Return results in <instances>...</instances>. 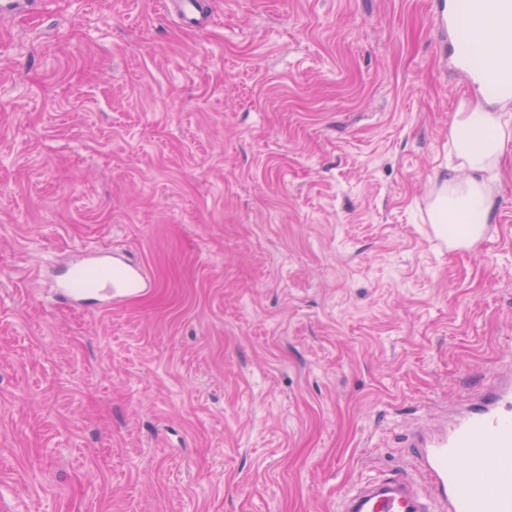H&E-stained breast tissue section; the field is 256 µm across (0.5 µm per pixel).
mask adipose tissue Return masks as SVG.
Listing matches in <instances>:
<instances>
[{
    "label": "adipose tissue",
    "mask_w": 512,
    "mask_h": 512,
    "mask_svg": "<svg viewBox=\"0 0 512 512\" xmlns=\"http://www.w3.org/2000/svg\"><path fill=\"white\" fill-rule=\"evenodd\" d=\"M478 64L492 67L499 54L512 51V23L483 26L481 38L469 47ZM512 151V114L480 104L461 105L448 125V152L456 163L436 187L428 217L440 235L461 225V239L473 243L491 222L496 170Z\"/></svg>",
    "instance_id": "1"
}]
</instances>
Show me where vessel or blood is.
Listing matches in <instances>:
<instances>
[{
	"mask_svg": "<svg viewBox=\"0 0 512 512\" xmlns=\"http://www.w3.org/2000/svg\"><path fill=\"white\" fill-rule=\"evenodd\" d=\"M182 26L206 30L199 0H162ZM512 20V0H448L434 21L453 37L477 39L480 21ZM150 283L136 262L92 251L56 273L57 299L73 304L100 294L133 298ZM408 470L386 475L349 493L341 512H512V379L497 380L449 425L414 432ZM422 475L413 483L409 470Z\"/></svg>",
	"mask_w": 512,
	"mask_h": 512,
	"instance_id": "b4317fda",
	"label": "vessel or blood"
}]
</instances>
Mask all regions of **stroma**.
I'll return each instance as SVG.
<instances>
[{
  "label": "stroma",
  "mask_w": 512,
  "mask_h": 512,
  "mask_svg": "<svg viewBox=\"0 0 512 512\" xmlns=\"http://www.w3.org/2000/svg\"><path fill=\"white\" fill-rule=\"evenodd\" d=\"M435 2L0 15V512H338L512 375V152L474 248L428 219L475 95ZM85 246L154 288L53 302ZM164 12L174 15L185 28L195 31L207 29L209 20L199 0H162Z\"/></svg>",
  "instance_id": "obj_1"
}]
</instances>
